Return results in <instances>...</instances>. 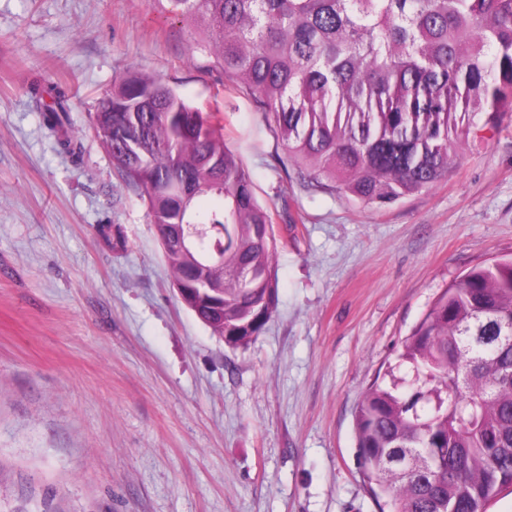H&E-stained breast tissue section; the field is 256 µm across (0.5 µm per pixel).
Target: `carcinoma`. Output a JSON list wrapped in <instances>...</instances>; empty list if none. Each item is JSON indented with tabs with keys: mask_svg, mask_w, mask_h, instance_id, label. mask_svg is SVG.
Segmentation results:
<instances>
[{
	"mask_svg": "<svg viewBox=\"0 0 512 512\" xmlns=\"http://www.w3.org/2000/svg\"><path fill=\"white\" fill-rule=\"evenodd\" d=\"M200 29L216 67L274 116L288 161L363 206L448 177L466 115L512 112V0H157ZM46 129L73 161L66 94L32 86ZM150 223L180 302L233 347L276 310L272 216L224 145L215 113L129 74L91 116ZM209 196L218 205L201 211ZM205 234L182 247L190 228ZM512 259L452 283L397 355L406 376L370 386L355 410L363 478L379 512H486L512 487Z\"/></svg>",
	"mask_w": 512,
	"mask_h": 512,
	"instance_id": "carcinoma-1",
	"label": "carcinoma"
}]
</instances>
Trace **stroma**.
<instances>
[{
  "label": "stroma",
  "mask_w": 512,
  "mask_h": 512,
  "mask_svg": "<svg viewBox=\"0 0 512 512\" xmlns=\"http://www.w3.org/2000/svg\"><path fill=\"white\" fill-rule=\"evenodd\" d=\"M201 39L151 0H0V512H377L359 400L452 281L512 258V112L461 140L447 179L364 207L288 162ZM130 72L216 110L271 211L278 304L248 347L178 300L92 128ZM36 79L68 92L79 160ZM31 89L46 129L57 139L63 151L72 160H79L82 152L81 143L72 131L70 108L65 92L57 85L36 84Z\"/></svg>",
  "instance_id": "35a3bbf8"
}]
</instances>
